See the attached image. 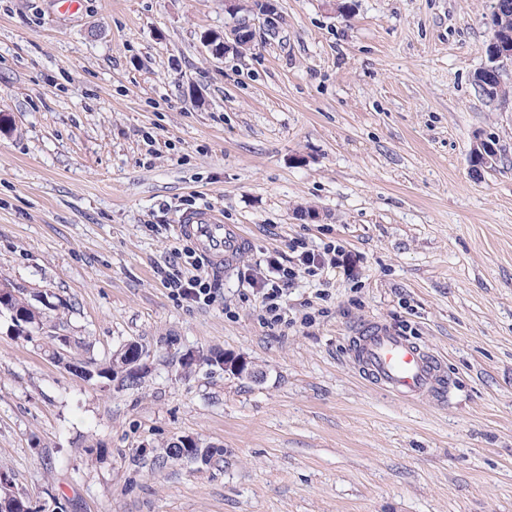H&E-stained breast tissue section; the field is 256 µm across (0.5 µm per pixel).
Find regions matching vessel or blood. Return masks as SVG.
<instances>
[{
    "instance_id": "obj_1",
    "label": "vessel or blood",
    "mask_w": 512,
    "mask_h": 512,
    "mask_svg": "<svg viewBox=\"0 0 512 512\" xmlns=\"http://www.w3.org/2000/svg\"><path fill=\"white\" fill-rule=\"evenodd\" d=\"M178 236L194 239L213 265L236 264L248 238L236 224L223 223L215 211L183 214L175 226ZM351 363L363 380L408 402L425 396L446 397L450 382L446 366L430 349L404 332L377 320L360 325L349 348Z\"/></svg>"
}]
</instances>
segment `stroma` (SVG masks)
Instances as JSON below:
<instances>
[{
	"label": "stroma",
	"instance_id": "1",
	"mask_svg": "<svg viewBox=\"0 0 512 512\" xmlns=\"http://www.w3.org/2000/svg\"><path fill=\"white\" fill-rule=\"evenodd\" d=\"M277 0L280 34L211 57L224 0H0V475L40 512H512V104L484 97L492 0ZM496 141L473 169V140ZM206 207L251 237L214 302L156 274ZM304 243L270 328L244 277ZM315 314L314 323L301 321ZM445 361L448 401L367 386L365 320ZM148 349L141 386L55 363ZM245 355L260 380L186 351ZM191 436L223 450L161 461ZM7 283V282H4ZM11 286L13 291L17 293V297L13 296L11 293L7 295V302L9 305H2V300L0 302V315L8 314L13 323V326L16 328H26L28 325L37 324L39 325L41 322L40 312L36 311V307L27 299L20 296V293L16 288H14L10 283H7ZM13 316V317H12ZM24 329L19 331L24 332Z\"/></svg>",
	"mask_w": 512,
	"mask_h": 512
}]
</instances>
